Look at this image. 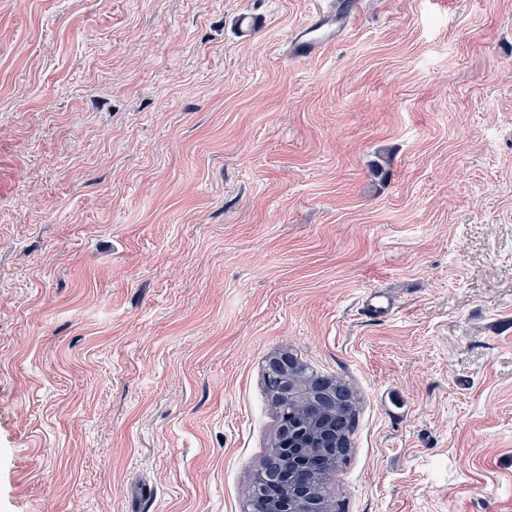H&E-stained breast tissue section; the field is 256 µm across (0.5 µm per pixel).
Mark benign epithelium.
<instances>
[{
	"label": "benign epithelium",
	"instance_id": "1",
	"mask_svg": "<svg viewBox=\"0 0 512 512\" xmlns=\"http://www.w3.org/2000/svg\"><path fill=\"white\" fill-rule=\"evenodd\" d=\"M266 379L278 426L248 488L249 505L256 512H334L324 486L350 451L353 392L286 352L268 359Z\"/></svg>",
	"mask_w": 512,
	"mask_h": 512
}]
</instances>
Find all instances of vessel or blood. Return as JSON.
<instances>
[{
    "label": "vessel or blood",
    "instance_id": "obj_1",
    "mask_svg": "<svg viewBox=\"0 0 512 512\" xmlns=\"http://www.w3.org/2000/svg\"><path fill=\"white\" fill-rule=\"evenodd\" d=\"M354 15L347 0H318L308 21L287 37L288 56L295 59L310 57L336 43ZM393 309L392 298L381 292L366 295L363 303L365 314L376 320L387 318Z\"/></svg>",
    "mask_w": 512,
    "mask_h": 512
}]
</instances>
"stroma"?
<instances>
[{"instance_id":"stroma-1","label":"stroma","mask_w":512,"mask_h":512,"mask_svg":"<svg viewBox=\"0 0 512 512\" xmlns=\"http://www.w3.org/2000/svg\"><path fill=\"white\" fill-rule=\"evenodd\" d=\"M314 3L0 0V512H248L282 351L336 512H512V0ZM308 21L286 39L287 55L306 58L319 53L342 36L354 17V9L344 0H318ZM395 308L392 298L386 293L374 292L366 295L363 310L365 314L373 319L382 320L387 318Z\"/></svg>"}]
</instances>
